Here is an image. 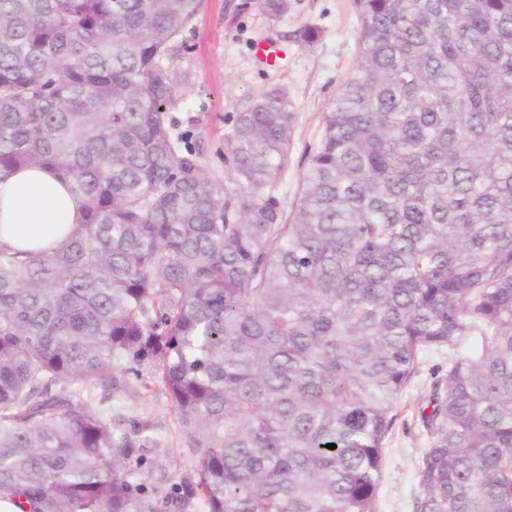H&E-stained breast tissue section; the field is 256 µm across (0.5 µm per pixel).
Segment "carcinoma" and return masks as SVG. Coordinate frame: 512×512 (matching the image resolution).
<instances>
[{
  "label": "carcinoma",
  "mask_w": 512,
  "mask_h": 512,
  "mask_svg": "<svg viewBox=\"0 0 512 512\" xmlns=\"http://www.w3.org/2000/svg\"><path fill=\"white\" fill-rule=\"evenodd\" d=\"M355 4L287 217V91L237 113L231 191L171 133L164 59L201 0H0V172L83 201L62 247L0 248V499L375 512L419 354L475 336L421 414L415 512H512V0ZM141 366L200 448L159 500L127 466L163 437L104 405Z\"/></svg>",
  "instance_id": "1"
}]
</instances>
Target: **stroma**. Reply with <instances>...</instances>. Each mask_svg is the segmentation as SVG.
<instances>
[{"label": "stroma", "instance_id": "stroma-1", "mask_svg": "<svg viewBox=\"0 0 512 512\" xmlns=\"http://www.w3.org/2000/svg\"><path fill=\"white\" fill-rule=\"evenodd\" d=\"M307 25L320 30L310 44L295 37ZM359 30L354 0H290L288 13L276 21L263 13L261 0H203L165 61L176 81L166 108L173 134L188 137L204 172L216 183L228 185L225 137L237 112L269 88L286 89L295 109L294 137L278 197L284 211H291L306 156L322 136L323 114L356 60ZM262 41L283 50L276 67L257 61L255 47ZM455 355L452 349L420 354L384 448L376 512H414L420 494L417 467L429 441L421 411L434 382L446 374ZM112 420L126 429L149 424L164 436L165 447L147 453L143 479L149 493L164 495L176 477L194 474L199 450L167 394L153 386L149 369L129 377L126 390L113 398Z\"/></svg>", "mask_w": 512, "mask_h": 512}]
</instances>
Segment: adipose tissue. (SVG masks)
Masks as SVG:
<instances>
[{
  "mask_svg": "<svg viewBox=\"0 0 512 512\" xmlns=\"http://www.w3.org/2000/svg\"><path fill=\"white\" fill-rule=\"evenodd\" d=\"M82 220V202L66 181L38 166L0 180V247L44 253L63 244Z\"/></svg>",
  "mask_w": 512,
  "mask_h": 512,
  "instance_id": "obj_1",
  "label": "adipose tissue"
}]
</instances>
